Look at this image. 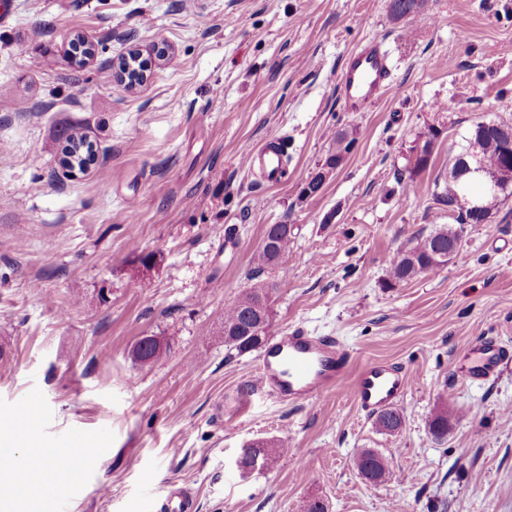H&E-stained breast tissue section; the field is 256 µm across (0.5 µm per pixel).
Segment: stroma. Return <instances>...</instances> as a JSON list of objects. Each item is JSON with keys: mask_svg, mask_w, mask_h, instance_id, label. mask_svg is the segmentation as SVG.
Returning a JSON list of instances; mask_svg holds the SVG:
<instances>
[{"mask_svg": "<svg viewBox=\"0 0 512 512\" xmlns=\"http://www.w3.org/2000/svg\"><path fill=\"white\" fill-rule=\"evenodd\" d=\"M0 20V428L22 406L44 451L75 449L64 487L32 512H512V364L477 383L457 370L479 338L512 349V194L482 224L433 199L475 122L512 123V0H428L394 21L390 0H5ZM86 36L93 59L70 64ZM391 77L365 111L337 78L370 40ZM167 46L142 85L112 75L133 47ZM440 131L427 168L398 183L409 149ZM357 141L314 195L333 148ZM98 149L86 173L60 164L58 136ZM281 144L276 183L243 164ZM294 229L275 284L271 336L336 337L354 366L407 373L400 434L377 431L347 395L298 403L256 393L258 352L227 350L220 316L246 288L268 225ZM454 226L457 255L390 283L388 258ZM153 256L143 267L138 253ZM144 336L174 342L149 365ZM461 420L447 438L428 424ZM255 439L292 454L242 477ZM388 465L363 479L358 449Z\"/></svg>", "mask_w": 512, "mask_h": 512, "instance_id": "stroma-1", "label": "stroma"}]
</instances>
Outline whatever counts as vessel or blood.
Wrapping results in <instances>:
<instances>
[{
  "instance_id": "vessel-or-blood-1",
  "label": "vessel or blood",
  "mask_w": 512,
  "mask_h": 512,
  "mask_svg": "<svg viewBox=\"0 0 512 512\" xmlns=\"http://www.w3.org/2000/svg\"><path fill=\"white\" fill-rule=\"evenodd\" d=\"M387 55L380 42L370 41L345 60L339 92L347 110L359 111L373 103L389 81ZM247 168L258 169L268 180H279L282 164L278 149L258 147L245 158ZM512 362V353L494 341L475 344L469 351V376L484 382ZM408 378L402 368L373 361L353 368L350 351L333 336H313L300 327L266 346L260 359L255 387L280 401L297 402L319 397L323 392L347 388L365 415H376L400 403Z\"/></svg>"
}]
</instances>
